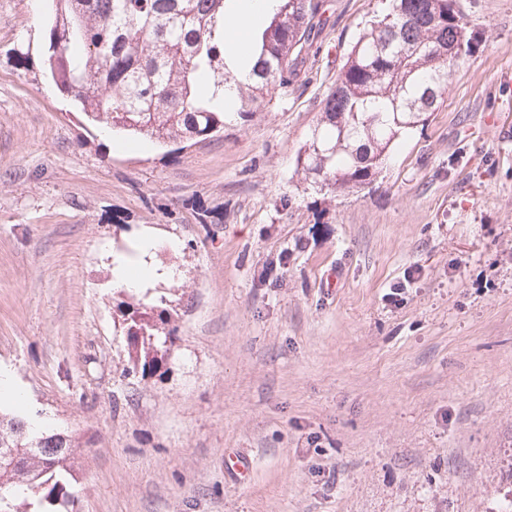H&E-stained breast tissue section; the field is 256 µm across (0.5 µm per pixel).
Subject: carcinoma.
<instances>
[{"label": "carcinoma", "mask_w": 512, "mask_h": 512, "mask_svg": "<svg viewBox=\"0 0 512 512\" xmlns=\"http://www.w3.org/2000/svg\"><path fill=\"white\" fill-rule=\"evenodd\" d=\"M48 68L87 120L159 144L206 140L224 128L226 98L243 117L295 89L315 36L329 24L327 0H278L248 54L229 57L228 0H53ZM472 48L456 0H393L359 35L296 169L312 188H361L373 180L402 132L424 125L449 90L450 67ZM250 69L240 82L236 65ZM140 343L129 373L166 364L177 340L170 313L132 308ZM80 438L0 397V512H72Z\"/></svg>", "instance_id": "cac0c4a2"}]
</instances>
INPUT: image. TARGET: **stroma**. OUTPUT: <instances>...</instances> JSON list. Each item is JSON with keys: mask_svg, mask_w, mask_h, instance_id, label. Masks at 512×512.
<instances>
[{"mask_svg": "<svg viewBox=\"0 0 512 512\" xmlns=\"http://www.w3.org/2000/svg\"><path fill=\"white\" fill-rule=\"evenodd\" d=\"M365 188L295 159L386 0H331L298 87L178 150L88 122L50 0H0V369L82 441L77 512H496L512 501V0ZM176 270L112 282L143 234ZM166 299L147 378L122 311ZM250 461L246 478L225 453Z\"/></svg>", "mask_w": 512, "mask_h": 512, "instance_id": "stroma-1", "label": "stroma"}]
</instances>
